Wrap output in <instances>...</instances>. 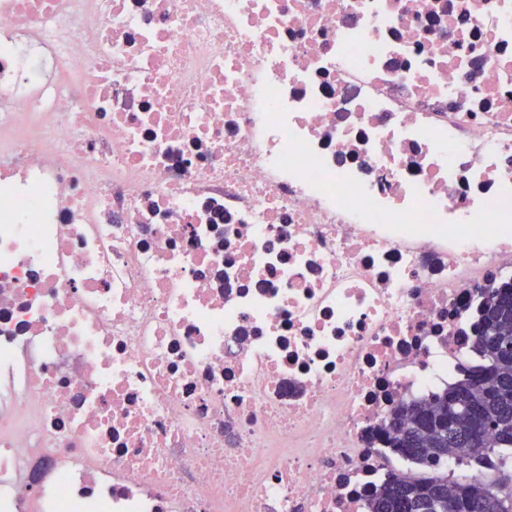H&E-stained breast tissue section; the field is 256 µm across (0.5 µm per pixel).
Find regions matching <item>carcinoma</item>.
Returning <instances> with one entry per match:
<instances>
[{"label":"carcinoma","instance_id":"carcinoma-1","mask_svg":"<svg viewBox=\"0 0 512 512\" xmlns=\"http://www.w3.org/2000/svg\"><path fill=\"white\" fill-rule=\"evenodd\" d=\"M474 325L473 349L481 366L426 400L395 406L382 422L388 447L404 459L437 463L455 458L482 466L498 455L496 498L501 508L482 501L483 487L446 476H388L366 498L365 512H429L439 497L457 512H512V282L483 291Z\"/></svg>","mask_w":512,"mask_h":512}]
</instances>
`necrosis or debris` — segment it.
Wrapping results in <instances>:
<instances>
[{"instance_id":"1","label":"necrosis or debris","mask_w":512,"mask_h":512,"mask_svg":"<svg viewBox=\"0 0 512 512\" xmlns=\"http://www.w3.org/2000/svg\"><path fill=\"white\" fill-rule=\"evenodd\" d=\"M512 279V0H0V512H362Z\"/></svg>"}]
</instances>
